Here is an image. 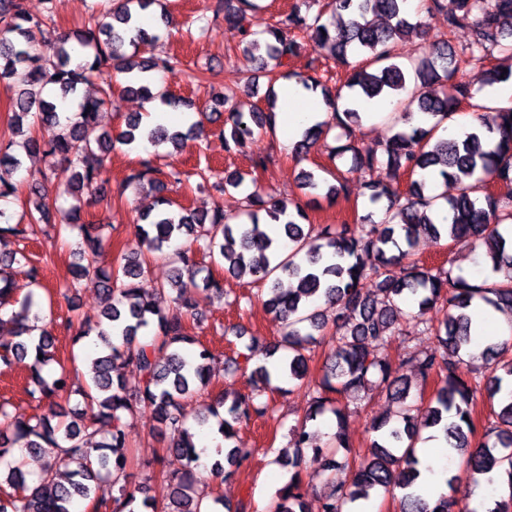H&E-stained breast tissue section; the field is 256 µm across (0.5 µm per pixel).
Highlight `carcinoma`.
I'll use <instances>...</instances> for the list:
<instances>
[{"label": "carcinoma", "instance_id": "1", "mask_svg": "<svg viewBox=\"0 0 512 512\" xmlns=\"http://www.w3.org/2000/svg\"><path fill=\"white\" fill-rule=\"evenodd\" d=\"M109 2L106 14L111 21L93 15L80 30L61 34L52 25V8L34 17L24 0H0V82L18 87L11 99V115L0 129V243L24 239L49 224L45 190L36 188L29 191L19 221L11 222L10 210L19 193L13 176L22 166V155L59 157L66 191L78 204L64 210L56 233L66 229L77 233L79 263L76 280L56 294L70 301L77 281L92 275L106 302L97 320L67 324L77 338L93 334L101 342L102 350L91 359L89 376L54 375L51 364L58 362L55 336L44 323L35 292L40 286V268L23 248L0 252V335H9L0 340V363L26 368L30 397L49 402L48 409L28 418L13 415L7 403L0 402V465L14 448L38 456L48 448L54 451L35 479L20 465L4 463L7 472L0 473V512H72L79 500L87 501L91 512H123L135 500L124 485L130 466L125 418L138 405L153 411L158 431L170 439L169 450L184 457L190 468L175 477L158 473L159 483L154 494L143 500V507L151 512H208L203 500L192 495V470L199 462L183 401L211 384L216 355L196 337L184 334L163 308L168 300L196 318L201 300L224 297L222 284L212 274L198 277L203 271L200 260L205 257H218L233 276H250L264 285L259 299L284 323L285 334L270 350L252 340L243 357L248 360L259 350L270 357L281 354L282 377L290 382L305 378L311 352L327 329L316 300L322 296L334 300L343 317L331 336L332 365L309 390L311 405L289 428L288 449L275 459L289 467V478L276 490L266 512H307L303 472L309 450L325 458L328 470L350 469L348 486L333 485L324 496L323 512H344L373 492L390 490L393 484L403 490L399 512H470L449 494L430 511L418 493L417 444L421 431L430 428L435 434L429 439L439 441L448 455L461 460L478 477L507 465V499L496 502L490 512H512V400L500 405L496 421L476 443L472 442L471 421L477 395L484 392L493 401L503 383L512 378V358H503L504 347L499 343L478 355L471 351L468 313L476 298L512 310V234L505 236L498 230L502 224L512 225V139L495 144L490 139V134L512 126V110L484 112L474 104L472 116L478 126L446 139L435 138L439 125L474 98L469 84L456 80L463 67L471 62L484 65L485 85L490 87L512 78L511 73L486 65L497 53L512 54V0H422L426 12L446 13V31L429 44L426 56L410 65L405 63L409 55L399 46L413 30L407 0H333L336 13L356 15L333 29L322 22V13H311L316 0H294L289 12L275 18L260 38L248 24V13L256 8L253 0H220L214 14L224 12V23L241 35L238 49L245 71L261 72L274 80L275 71L300 54L302 34L316 39L345 67V97L332 93L315 74H282L305 88H321L325 102L333 108L328 120L304 130L295 153H308L331 130H340L334 156L351 154L353 170L360 174L385 168V179L366 180L363 188L369 191L370 203L385 200L388 206L381 220L370 224H311L301 206L291 210L288 198L256 189L246 195L250 223L231 224L219 206L199 213L166 196L168 183H181L185 172L173 167L165 182L154 177L157 169L145 160L131 175V182L139 187L147 181L156 192L153 203L141 213L143 224L138 228L139 242L146 251L131 250L107 263L104 257L111 239L105 233L106 225L82 222L79 205L83 194L96 196L98 202L108 199L102 179L104 156L118 144L132 146L146 140L156 148H175L180 141L204 133L201 123L185 131L160 125L150 128L140 113L128 115L125 128L118 132L98 130L99 112L112 96L118 74L126 75L124 92L157 100L174 110L186 102L162 89L152 92L148 74L158 70L170 78L204 80L187 72L176 54H140V47L159 39L144 28L141 19L157 16L167 23L163 0ZM33 26L46 32L41 47L30 44ZM465 26L471 27L473 38L460 56L452 41L457 29ZM93 81L98 82V96L81 99L78 112L60 122L57 101L77 98L81 86ZM410 82V101L397 108L400 116L394 124L409 122L414 112L436 119L435 124L428 128L412 125L408 131H395L376 147H359L353 135L361 112L354 101L392 99L407 90ZM273 109L271 92L264 109L243 112L229 107L230 129L222 131L224 150L244 152L256 130L272 126ZM31 118L37 132L20 143L15 141L14 134ZM404 174L412 180L402 191L399 184ZM299 179L311 195L310 202L318 203L320 179L308 170L301 171ZM450 179L458 185L453 196L447 193ZM440 210L448 212L444 224L433 216ZM261 212L281 224L282 238L270 236L259 224ZM422 233L437 242L468 239L486 246L492 273L504 274V280L472 285L453 275L451 266L432 267L410 259L413 241ZM182 239L185 243L174 253L172 280L152 292L141 287L147 257L165 254ZM15 268L25 276L22 285L13 278ZM283 274L288 277L286 288L282 287ZM367 282L374 284L381 299L371 298ZM410 298L417 303L416 324L436 341L429 351L408 357L423 382L435 383L429 404L415 415L408 402L411 386L397 374L387 354L389 342L399 331L401 303ZM436 305L444 311V320L437 326L426 318ZM478 359L486 372L469 379L457 374L459 364ZM130 365L140 375L133 397L123 379ZM374 376L400 401L402 412L396 418L386 415L373 421L376 437L359 464L351 468L348 459H336V449L313 442L308 423L330 410L336 419V445L349 447L345 432L348 406L341 404V397L366 389ZM272 379L267 366H258L252 372L251 394H224L217 405L197 416V424L203 427L214 418L218 428H227L224 440L234 441L235 425L241 420L267 415L270 405L262 396L274 390ZM73 395L81 398L83 410L61 409L59 401L68 403ZM223 406L224 418L219 411ZM450 412L458 421L446 422ZM246 456L234 445L225 463H215L210 474L228 478L232 467ZM105 475L120 484L119 494L112 498L96 495V483Z\"/></svg>", "mask_w": 512, "mask_h": 512}]
</instances>
